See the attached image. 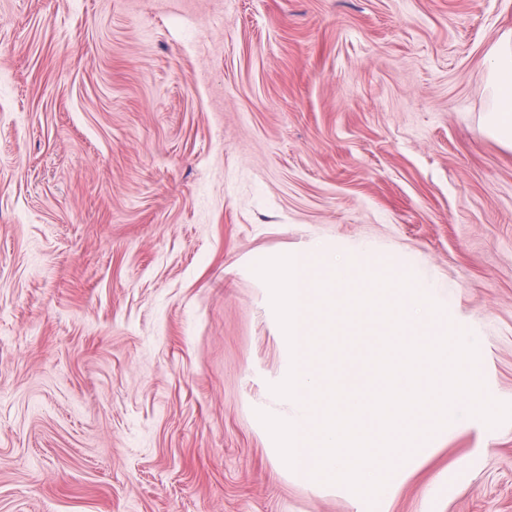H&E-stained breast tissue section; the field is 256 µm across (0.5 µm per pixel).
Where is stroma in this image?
Listing matches in <instances>:
<instances>
[{"mask_svg": "<svg viewBox=\"0 0 512 512\" xmlns=\"http://www.w3.org/2000/svg\"><path fill=\"white\" fill-rule=\"evenodd\" d=\"M512 0H0V512H512V421L456 418L375 504L257 417L253 261L418 256L512 404ZM488 83L492 106L486 113L483 132L512 149V32L505 33L493 48Z\"/></svg>", "mask_w": 512, "mask_h": 512, "instance_id": "obj_1", "label": "stroma"}]
</instances>
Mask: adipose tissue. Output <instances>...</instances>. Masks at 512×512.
<instances>
[{
    "label": "adipose tissue",
    "mask_w": 512,
    "mask_h": 512,
    "mask_svg": "<svg viewBox=\"0 0 512 512\" xmlns=\"http://www.w3.org/2000/svg\"><path fill=\"white\" fill-rule=\"evenodd\" d=\"M488 83L492 106L484 117L482 130L512 149V32L503 34L493 48Z\"/></svg>",
    "instance_id": "obj_1"
}]
</instances>
